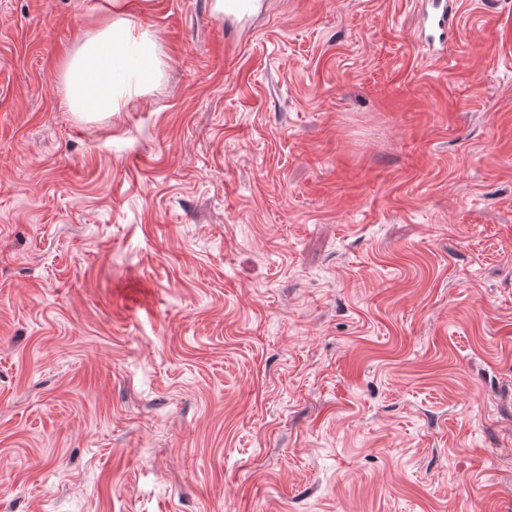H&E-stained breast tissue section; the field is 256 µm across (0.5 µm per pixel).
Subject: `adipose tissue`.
Here are the masks:
<instances>
[{"instance_id":"ef3b65f1","label":"adipose tissue","mask_w":512,"mask_h":512,"mask_svg":"<svg viewBox=\"0 0 512 512\" xmlns=\"http://www.w3.org/2000/svg\"><path fill=\"white\" fill-rule=\"evenodd\" d=\"M161 76L149 32L119 17L80 43L64 67L62 85L71 111L109 115L119 111L125 92L145 91Z\"/></svg>"}]
</instances>
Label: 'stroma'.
Wrapping results in <instances>:
<instances>
[{"instance_id": "1", "label": "stroma", "mask_w": 512, "mask_h": 512, "mask_svg": "<svg viewBox=\"0 0 512 512\" xmlns=\"http://www.w3.org/2000/svg\"><path fill=\"white\" fill-rule=\"evenodd\" d=\"M0 0V512H512V0ZM222 5V0H216V13L218 15L219 12L223 10L224 21L233 19L240 20V22H243L249 19L256 4L252 0H225L224 8H222ZM422 5H426L423 9L425 25L441 30V34H445V31L449 34L459 10V1L425 0ZM161 61L148 31L112 16L85 38L65 64L62 85L72 112L111 115L134 85L144 92L159 82Z\"/></svg>"}]
</instances>
